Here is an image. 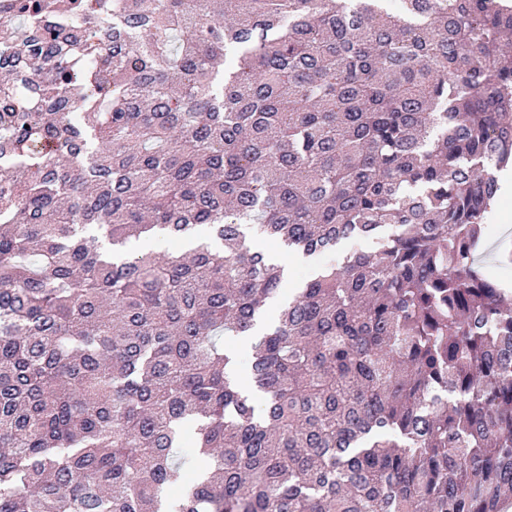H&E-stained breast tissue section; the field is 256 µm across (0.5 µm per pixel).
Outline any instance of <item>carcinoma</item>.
I'll list each match as a JSON object with an SVG mask.
<instances>
[{"label": "carcinoma", "instance_id": "cac0c4a2", "mask_svg": "<svg viewBox=\"0 0 512 512\" xmlns=\"http://www.w3.org/2000/svg\"><path fill=\"white\" fill-rule=\"evenodd\" d=\"M388 2L0 0V512H501L512 4ZM259 239L375 248L288 294L245 390ZM510 203L512 204V197L504 199L501 203V224H486V227L484 226L485 239L481 249L478 251L482 261L487 265L486 271L488 275L499 288L503 280L512 282V251L509 264H502L498 260V251L503 238L507 237L512 245V205L510 206Z\"/></svg>", "mask_w": 512, "mask_h": 512}]
</instances>
